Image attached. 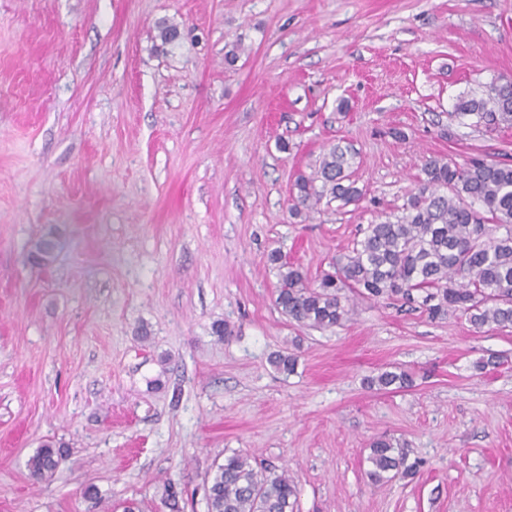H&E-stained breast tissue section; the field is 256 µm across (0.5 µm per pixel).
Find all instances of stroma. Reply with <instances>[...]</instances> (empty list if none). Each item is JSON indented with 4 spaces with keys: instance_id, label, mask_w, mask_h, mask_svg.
I'll list each match as a JSON object with an SVG mask.
<instances>
[{
    "instance_id": "obj_1",
    "label": "stroma",
    "mask_w": 512,
    "mask_h": 512,
    "mask_svg": "<svg viewBox=\"0 0 512 512\" xmlns=\"http://www.w3.org/2000/svg\"><path fill=\"white\" fill-rule=\"evenodd\" d=\"M497 78L512 0H0V512H207L235 453L296 512H512V328L361 299L302 327L267 261L318 279L423 158L512 164V127L452 115ZM337 143L364 199L292 215ZM392 366L412 387H366ZM384 435L414 479L370 481ZM65 459V451L55 448L52 444H45L29 460L28 468L31 478L42 481L50 477Z\"/></svg>"
}]
</instances>
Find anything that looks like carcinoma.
<instances>
[{
	"label": "carcinoma",
	"mask_w": 512,
	"mask_h": 512,
	"mask_svg": "<svg viewBox=\"0 0 512 512\" xmlns=\"http://www.w3.org/2000/svg\"><path fill=\"white\" fill-rule=\"evenodd\" d=\"M455 115L474 116L486 128L512 125V83L492 81L483 96L462 97ZM422 177L395 220L369 224L333 270L311 284L301 267L273 253L279 269L276 304L300 326L327 329L354 313L353 297L414 303L428 317L445 319L460 311L477 329L494 324L512 328V165L472 159L462 165L428 157ZM357 203L362 190L353 179V155L341 145L322 155L317 170L294 182L291 211L312 209L322 200ZM292 373L297 355L282 351L270 358ZM405 371L383 370L366 379L371 389L412 385ZM65 451L47 443L29 460L31 478L51 476ZM368 475L375 483L413 478L418 462L384 436L370 442ZM296 486L286 473L252 465L234 453L216 466L207 487L208 512H294Z\"/></svg>",
	"instance_id": "obj_1"
}]
</instances>
